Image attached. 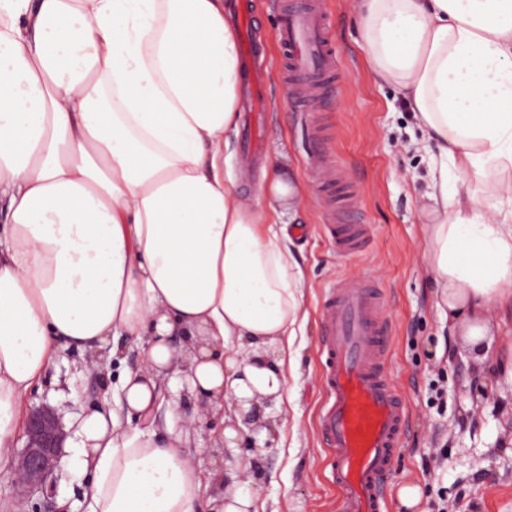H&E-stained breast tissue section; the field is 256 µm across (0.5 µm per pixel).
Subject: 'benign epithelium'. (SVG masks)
Segmentation results:
<instances>
[{
	"instance_id": "1",
	"label": "benign epithelium",
	"mask_w": 512,
	"mask_h": 512,
	"mask_svg": "<svg viewBox=\"0 0 512 512\" xmlns=\"http://www.w3.org/2000/svg\"><path fill=\"white\" fill-rule=\"evenodd\" d=\"M66 438L67 432L53 409L41 406L31 411L16 464L22 494L41 491L55 480Z\"/></svg>"
}]
</instances>
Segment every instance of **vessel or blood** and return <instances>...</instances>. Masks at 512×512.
<instances>
[{
    "label": "vessel or blood",
    "mask_w": 512,
    "mask_h": 512,
    "mask_svg": "<svg viewBox=\"0 0 512 512\" xmlns=\"http://www.w3.org/2000/svg\"><path fill=\"white\" fill-rule=\"evenodd\" d=\"M241 36V79L247 93L246 142L251 153L263 151L264 114L269 105L264 80L253 67L258 44L253 36L252 0L234 5ZM325 16L314 5L282 15L278 41L285 65L317 78L333 66L324 38ZM352 192L336 187V207L325 226L328 240L342 255L364 247L368 229L342 214ZM383 294L365 279L331 286L322 305L320 357L326 403L318 428L332 454V482L340 497L338 512H384L385 482L409 418L408 404L384 371L388 348L382 319Z\"/></svg>",
    "instance_id": "obj_1"
}]
</instances>
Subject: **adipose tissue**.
<instances>
[{"mask_svg":"<svg viewBox=\"0 0 512 512\" xmlns=\"http://www.w3.org/2000/svg\"><path fill=\"white\" fill-rule=\"evenodd\" d=\"M352 8L442 162L418 208L436 306L512 399V338L494 341L512 313V0ZM240 103L225 0H0V471L73 349L118 379L114 407L71 423L84 512H260L235 452L284 449L308 312L282 221L298 188L274 163L253 197L224 174ZM124 344L138 369L114 367ZM203 425L195 462L181 448Z\"/></svg>","mask_w":512,"mask_h":512,"instance_id":"1","label":"adipose tissue"}]
</instances>
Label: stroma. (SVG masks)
I'll return each instance as SVG.
<instances>
[{"mask_svg": "<svg viewBox=\"0 0 512 512\" xmlns=\"http://www.w3.org/2000/svg\"><path fill=\"white\" fill-rule=\"evenodd\" d=\"M257 32L269 78L266 93L268 151H279L289 180L299 182L303 200L296 218L307 275L309 321L301 337L299 375L289 397L298 425V446L262 457L240 452L251 465L248 490L264 512H337L331 454L316 421L325 396L318 347L320 306L343 279L369 278L384 293L383 316L390 346L385 369L410 406V421L385 492L386 512H399L396 492L420 480L429 512H512V447H502L504 413L499 393L470 382L473 357L449 337L448 321L436 308L420 266L417 202L425 195L429 154L408 151L419 130L398 91L376 81L358 39L350 0H316L327 17L326 37L336 55L330 84L290 105L283 51L275 34L283 10L307 0H256ZM331 162V172L355 190L354 222L368 225L365 249L337 254L326 238L329 202L322 173L308 161ZM111 380L83 370L79 354L59 351L29 407L46 404L59 417H77L103 405ZM89 476L74 468L59 474L49 493L21 498L16 477L0 473V512H82Z\"/></svg>", "mask_w": 512, "mask_h": 512, "instance_id": "obj_1", "label": "stroma"}]
</instances>
